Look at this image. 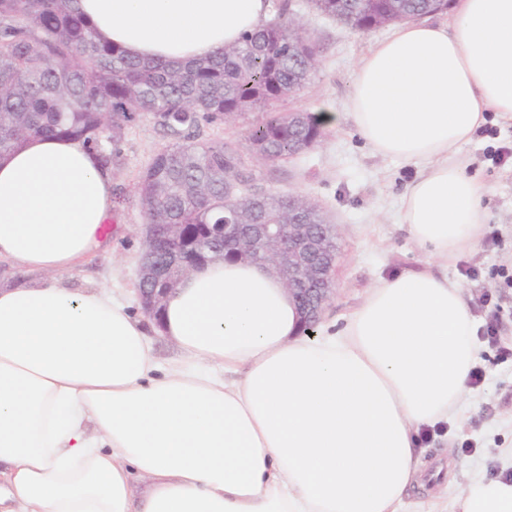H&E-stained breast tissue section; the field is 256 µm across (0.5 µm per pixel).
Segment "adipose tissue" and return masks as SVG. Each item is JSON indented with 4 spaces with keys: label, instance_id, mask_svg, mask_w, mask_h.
Returning a JSON list of instances; mask_svg holds the SVG:
<instances>
[{
    "label": "adipose tissue",
    "instance_id": "obj_1",
    "mask_svg": "<svg viewBox=\"0 0 512 512\" xmlns=\"http://www.w3.org/2000/svg\"><path fill=\"white\" fill-rule=\"evenodd\" d=\"M129 56L184 62L262 26L270 0H81ZM452 24L398 22L358 62L346 111L376 152L420 167L400 222L436 269L379 280L343 327L304 332L270 268L206 264L155 330L64 273L106 247L112 171L31 136L0 159V512H403L419 434L462 415L476 325L448 261L480 241L491 188L458 155L486 113L512 121V0H455ZM451 512H512V476Z\"/></svg>",
    "mask_w": 512,
    "mask_h": 512
}]
</instances>
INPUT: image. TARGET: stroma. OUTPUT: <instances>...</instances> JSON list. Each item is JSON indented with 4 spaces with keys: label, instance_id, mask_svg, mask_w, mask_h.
<instances>
[{
    "label": "stroma",
    "instance_id": "obj_1",
    "mask_svg": "<svg viewBox=\"0 0 512 512\" xmlns=\"http://www.w3.org/2000/svg\"><path fill=\"white\" fill-rule=\"evenodd\" d=\"M291 17L299 21L316 45V67L310 84L272 103L275 112L319 113L327 105L344 109L357 62L377 42L390 37L393 25L368 32L348 30L316 14L306 0H288ZM262 118L251 112L234 121L211 125L204 138L241 150L255 184L271 192L298 193L318 203L339 227L340 254L336 294L325 315L344 320L381 278L431 268V259L411 240L399 215L403 193L417 170L401 159L374 152L351 123L325 128L321 141L285 161L265 162L246 151V136ZM151 116L138 115L125 130L122 163L112 172V221L108 248L88 257L66 275L74 286L97 287L141 315L137 267L142 252L146 215L136 193L141 173L153 156L170 145ZM512 148V123L489 117L459 154L470 160L469 174L492 188L485 199L487 224L477 249L448 262V276L459 281L477 328L497 322V345L478 337L480 383L469 385L464 417L449 421L443 432L423 441V460L432 467L440 452L448 454V489L482 475L500 472L512 448V357L500 358L499 348L512 350V288L499 270L512 274V165H494L488 148Z\"/></svg>",
    "mask_w": 512,
    "mask_h": 512
}]
</instances>
